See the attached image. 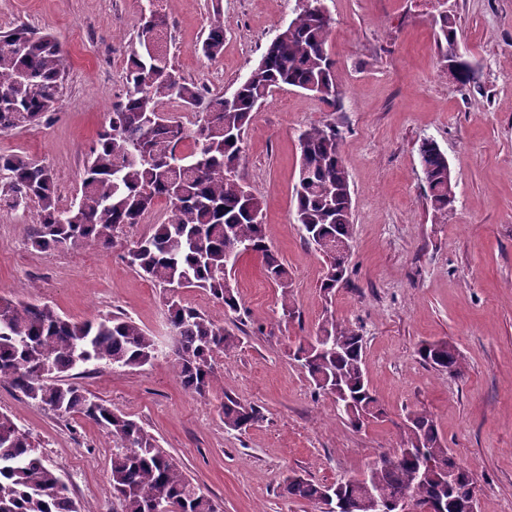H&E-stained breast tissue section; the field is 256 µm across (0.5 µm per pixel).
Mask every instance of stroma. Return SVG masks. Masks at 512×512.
I'll return each instance as SVG.
<instances>
[{
    "label": "stroma",
    "instance_id": "stroma-1",
    "mask_svg": "<svg viewBox=\"0 0 512 512\" xmlns=\"http://www.w3.org/2000/svg\"><path fill=\"white\" fill-rule=\"evenodd\" d=\"M333 19L326 48L336 63L341 103L275 90L257 110L239 175L261 199L267 243L291 274L294 316L261 260L241 261L230 278L241 310L225 313L209 293L185 301L241 339L216 359L205 394L187 391L170 359L173 340L162 289L126 259V244L150 225L124 231V247L34 250L21 212L0 211V296L47 304L62 317L109 313L134 319L158 343L151 362L100 366L79 385L143 424L219 512H322L282 495L290 471L324 484L363 475L399 448L408 411L431 414L445 444L477 481L478 512H512V0H324ZM145 0H0V27L25 24L55 35L70 68L55 117L0 134V151L50 167L63 202L78 193L83 165L112 109L125 99V61L139 45ZM296 0H170L163 51L204 90L233 92L260 59ZM455 22L470 85L448 74L436 39L441 14ZM224 54L196 50L214 24ZM343 133L355 236L348 281L334 296L320 288L323 259L295 221L300 130L323 123ZM448 158L456 202L448 218L426 200L418 158L423 139ZM364 341L365 376L384 421L353 429L332 396L315 393L290 357L327 314ZM445 340L466 359L461 375L421 361V342ZM264 415L245 431L225 429L224 396ZM0 413L30 433L48 464L87 512H112V439L58 416L8 385ZM98 489L85 498L84 485Z\"/></svg>",
    "mask_w": 512,
    "mask_h": 512
}]
</instances>
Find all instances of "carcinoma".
Listing matches in <instances>:
<instances>
[{
  "label": "carcinoma",
  "mask_w": 512,
  "mask_h": 512,
  "mask_svg": "<svg viewBox=\"0 0 512 512\" xmlns=\"http://www.w3.org/2000/svg\"><path fill=\"white\" fill-rule=\"evenodd\" d=\"M137 24L140 49L129 54L125 101L109 115L84 165L81 193L62 203L53 173L19 153H0V210L36 206L31 235L40 251L95 244H119L123 227L141 222L161 198L167 221L127 246L129 264L166 292V319L174 340L173 365L184 387L203 393L213 387L216 357L236 349L241 339L209 315L186 303L181 290L203 288L224 306L239 310L229 278L236 256L248 251L261 258L265 277L280 289L282 310L294 312L288 268L266 243L261 201L239 177L245 135L255 109L276 89L289 86L319 101L340 104L335 62L326 44L330 19L321 0H301L295 16L281 25L257 65L227 97L207 95L148 49L166 22L163 0H147ZM454 21L440 16L437 39L452 50ZM200 50L208 59L224 53V27L211 28ZM69 55L50 33L26 26L0 32V134L37 124L53 114L64 87ZM175 101L200 109L193 126L166 113ZM336 126L314 125L300 132L296 222L308 243L324 258L322 288L328 294L346 284L354 224L349 174ZM437 217L453 210L456 195L448 159L425 138L418 147ZM153 336L131 317L107 314L93 321H71L48 305L0 297V384H8L51 411L78 417L112 438V512H217L214 500L137 421L105 400L67 381L76 368L91 372L102 365L141 367L155 358ZM421 360L451 375L463 372L464 357L447 341L424 342ZM293 359L315 392L336 398V408L354 428L384 417L365 379L363 336L331 315L315 336L298 344ZM224 427L242 430L257 423L256 405L225 396ZM400 453L384 454L365 474L331 485L292 473L282 493L292 500L327 506V512H384L402 496L421 509L440 498L447 512L475 497L472 472L457 462L432 418L411 411L404 424ZM432 461L429 468L425 462ZM0 512H88L69 495L58 473L37 452L29 433L0 413Z\"/></svg>",
  "instance_id": "1"
}]
</instances>
